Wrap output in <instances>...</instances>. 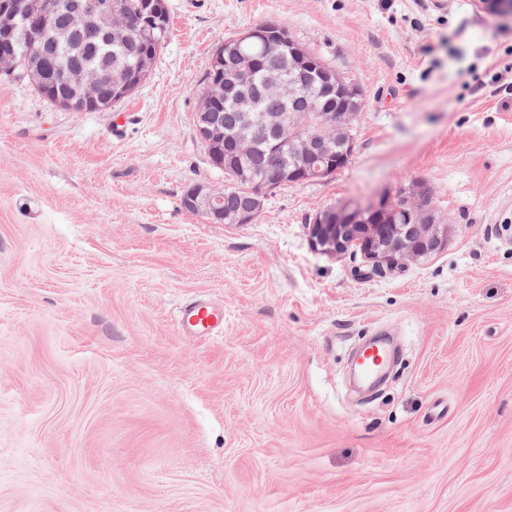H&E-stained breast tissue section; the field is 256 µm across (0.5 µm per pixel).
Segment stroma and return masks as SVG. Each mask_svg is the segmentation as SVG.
Returning a JSON list of instances; mask_svg holds the SVG:
<instances>
[{"label":"stroma","mask_w":512,"mask_h":512,"mask_svg":"<svg viewBox=\"0 0 512 512\" xmlns=\"http://www.w3.org/2000/svg\"><path fill=\"white\" fill-rule=\"evenodd\" d=\"M148 78L69 112L0 78V512H512V18L477 0H169ZM359 86L347 167L249 224L195 129L219 41L265 22ZM483 89L471 92L472 77ZM430 193L439 252L313 251L323 208ZM224 303L191 340L177 308ZM402 355L348 381L375 334Z\"/></svg>","instance_id":"35a3bbf8"}]
</instances>
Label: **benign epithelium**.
Wrapping results in <instances>:
<instances>
[{
	"instance_id": "obj_1",
	"label": "benign epithelium",
	"mask_w": 512,
	"mask_h": 512,
	"mask_svg": "<svg viewBox=\"0 0 512 512\" xmlns=\"http://www.w3.org/2000/svg\"><path fill=\"white\" fill-rule=\"evenodd\" d=\"M482 8L491 14L511 16L512 0H480ZM32 0H0V74L26 80L39 92H45L43 61L46 54L57 44L72 45L75 41L95 45L112 41V21L119 18L122 24L133 27L141 24V18L130 12L126 0H65L62 17L56 23L53 42L28 50L24 69H19L16 43L23 20L28 18ZM293 45L288 32L281 28L266 43V55L276 58L286 46ZM210 66L213 80L200 94L203 111L196 113V130L199 140L206 147L211 164L236 178L253 184L251 195L245 200L239 213L231 216L224 212L222 191L204 184L191 186L183 196V204L190 210L202 206L212 224H249L262 208L263 201L279 185L302 182L313 178L325 179L345 167L349 157H331L330 142L335 138L352 139L351 129L354 112H317L310 103L306 111L315 113V122L323 134H294L277 145L267 155V163L260 171L246 164L251 145L266 141L285 123L276 112H256L254 98L238 99V111L244 120L245 133L231 145L224 144V117L210 111L212 96L224 88V43L213 50ZM147 74L145 62H140L136 76L124 73L112 76L107 69L92 76L80 64H73L61 71L59 86L65 94H52L51 100L58 108L82 112L112 105L137 88ZM320 74L339 85L349 96L359 97L362 91L347 81L335 69L324 66ZM288 151L302 165L290 167L284 162L282 152ZM409 210L406 223L391 225L392 231H383V225L374 224L368 214L389 204L383 199L375 205L329 207L318 211L307 234L313 248L329 254H343L355 246L362 257L378 274L396 267H403L422 254L447 245V225L435 224L424 207L421 193L407 192Z\"/></svg>"
}]
</instances>
